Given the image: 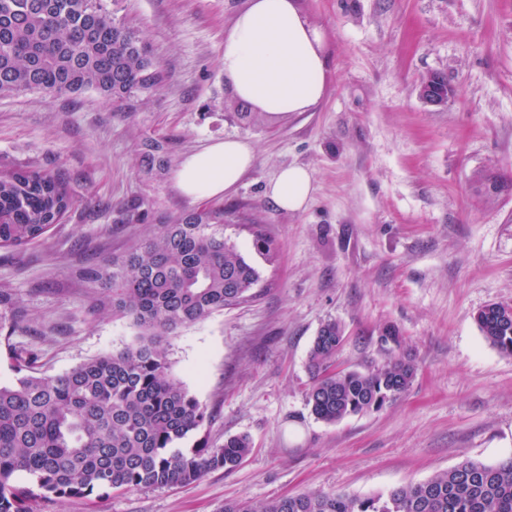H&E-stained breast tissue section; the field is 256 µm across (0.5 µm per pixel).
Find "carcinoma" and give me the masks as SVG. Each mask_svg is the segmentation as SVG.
Returning <instances> with one entry per match:
<instances>
[{
  "label": "carcinoma",
  "instance_id": "carcinoma-1",
  "mask_svg": "<svg viewBox=\"0 0 512 512\" xmlns=\"http://www.w3.org/2000/svg\"><path fill=\"white\" fill-rule=\"evenodd\" d=\"M152 67L150 46L116 24L104 0H0V94L93 89L119 101L156 82ZM71 204L58 175L18 170L0 177V246L40 237ZM104 276L111 286L96 299L97 309L130 320L138 334L122 349L55 376L34 371V354L13 353L17 378L0 384V512H31L32 501L51 496L191 484L211 471L233 470L251 453L246 435L209 443L202 431L211 415L170 377L165 347L176 329L253 297L260 274L224 237V209L159 225ZM475 322L490 345L512 355L511 304H489ZM401 339L387 326L378 336L385 362L338 370L343 329L334 320L323 323L309 352L312 414L336 423L404 394L415 364L397 354ZM195 434L193 447H180ZM19 471L31 485L13 483ZM221 512H512V457L465 460L371 498L317 490L233 500Z\"/></svg>",
  "mask_w": 512,
  "mask_h": 512
}]
</instances>
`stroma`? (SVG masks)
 <instances>
[{"mask_svg": "<svg viewBox=\"0 0 512 512\" xmlns=\"http://www.w3.org/2000/svg\"><path fill=\"white\" fill-rule=\"evenodd\" d=\"M151 45L163 80L121 101L94 90L0 94V175L60 173L73 206L45 234L0 248V383L13 351L59 375L131 343L129 320L94 311L93 280L160 224L210 200L172 186L184 157L238 139L255 165L221 201L224 235L260 273L253 299L167 338L171 377L206 406L209 437L247 435L233 471L188 484L87 499L42 498L34 512H220L226 501L312 490L358 498L430 479L464 459L512 455V356L474 316L512 303V0H296L321 33L325 96L313 111L241 119L224 80V32L248 0H105ZM431 73L454 94H419ZM312 178L303 210L279 208L271 180ZM272 247L265 259L255 233ZM344 329L343 369L386 358L395 326L416 365L408 391L377 411L317 420L306 394L322 322ZM10 344H3V337Z\"/></svg>", "mask_w": 512, "mask_h": 512, "instance_id": "obj_1", "label": "stroma"}]
</instances>
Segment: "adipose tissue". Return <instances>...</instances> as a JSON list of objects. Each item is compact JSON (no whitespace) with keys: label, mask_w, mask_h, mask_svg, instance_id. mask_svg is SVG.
Instances as JSON below:
<instances>
[{"label":"adipose tissue","mask_w":512,"mask_h":512,"mask_svg":"<svg viewBox=\"0 0 512 512\" xmlns=\"http://www.w3.org/2000/svg\"><path fill=\"white\" fill-rule=\"evenodd\" d=\"M326 59L314 24L295 0H250L224 34L222 72L241 102L273 116L306 112L325 96ZM255 158L243 141L216 140L186 156L173 173L185 197L220 200L235 192ZM312 191L302 167L282 169L267 188L279 208L302 210Z\"/></svg>","instance_id":"obj_1"}]
</instances>
